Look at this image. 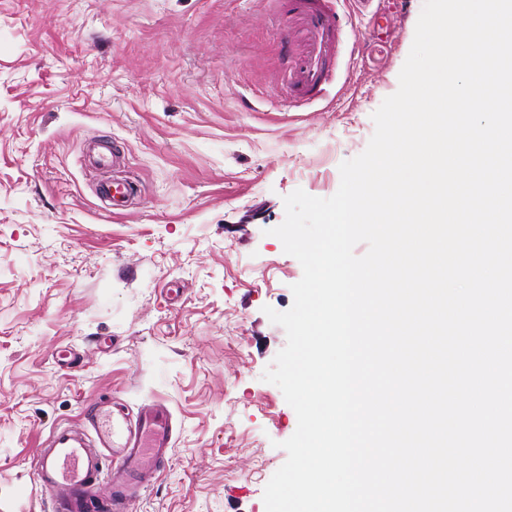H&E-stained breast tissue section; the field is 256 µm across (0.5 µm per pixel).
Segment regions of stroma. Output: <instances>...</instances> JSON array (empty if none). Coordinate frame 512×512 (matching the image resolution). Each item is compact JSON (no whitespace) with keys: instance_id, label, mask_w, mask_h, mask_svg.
<instances>
[{"instance_id":"stroma-1","label":"stroma","mask_w":512,"mask_h":512,"mask_svg":"<svg viewBox=\"0 0 512 512\" xmlns=\"http://www.w3.org/2000/svg\"><path fill=\"white\" fill-rule=\"evenodd\" d=\"M423 3L341 0L331 93L292 108L270 0H0V512H48L41 442L107 396L177 420L131 512H265L297 416L261 379L286 344L264 309L303 274L270 230L365 150ZM102 137L119 208L80 162Z\"/></svg>"}]
</instances>
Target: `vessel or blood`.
<instances>
[{
	"mask_svg": "<svg viewBox=\"0 0 512 512\" xmlns=\"http://www.w3.org/2000/svg\"><path fill=\"white\" fill-rule=\"evenodd\" d=\"M279 21L298 34L290 49L284 86L290 102L323 100L329 93L341 35L334 0H273ZM119 151L94 141L82 154L85 165L105 168ZM176 425L163 401L152 400L135 418H117L102 400L83 425L54 427L39 448L36 483L51 512H128L140 488L156 481L169 456ZM112 495H97L102 478Z\"/></svg>",
	"mask_w": 512,
	"mask_h": 512,
	"instance_id": "vessel-or-blood-1",
	"label": "vessel or blood"
}]
</instances>
